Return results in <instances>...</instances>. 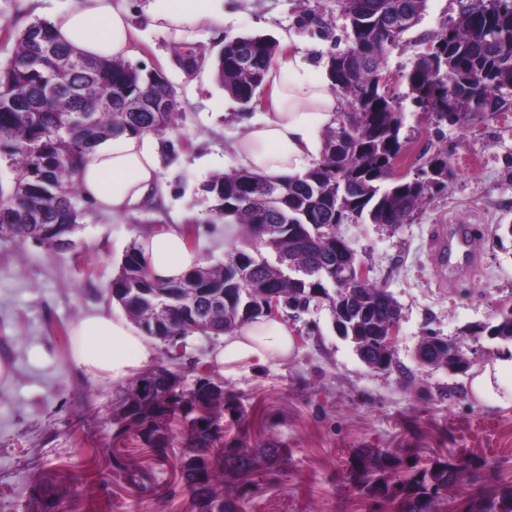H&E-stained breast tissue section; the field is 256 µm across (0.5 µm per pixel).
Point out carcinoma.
I'll return each mask as SVG.
<instances>
[{"mask_svg":"<svg viewBox=\"0 0 512 512\" xmlns=\"http://www.w3.org/2000/svg\"><path fill=\"white\" fill-rule=\"evenodd\" d=\"M347 21L345 48L327 58L328 77L343 108L336 126L322 134L320 161L301 176L268 179L245 169L212 175L201 191L209 202L205 217L187 224L229 221L241 225L247 247L235 249L223 263L192 269L177 282L151 278L136 242L125 250L108 285L112 299L149 336L223 334L239 322L263 316L257 305L265 289L238 288L245 274L281 293L282 309L297 311L311 288L335 289L336 270L325 264L336 254L338 227L349 221L407 224L434 194L448 186V150L439 149L413 177H394V164L405 141L404 111L386 81L384 59L426 10L427 0H340ZM390 12L412 22L393 28ZM14 49L0 64V156L14 175L0 178V235L35 240L54 251H66L86 213L74 175L83 154L99 139L122 131L158 136L174 130L184 118L176 89L157 81L145 67L123 60L88 59L60 45L51 25L38 20L8 33ZM428 52L419 55L405 75L411 105L430 115L435 125L463 127L476 116L512 108V0H471L450 26L424 38ZM279 43L263 35L224 38L215 57L216 79L243 107L259 98ZM248 48L255 60L249 70L238 67ZM344 135V152L331 149L336 131ZM263 224L282 225V234L297 238L288 272L258 248ZM358 308L372 307L354 319L347 335L369 346L387 329V304L393 297L365 283L346 289ZM512 339V317L482 325L474 335ZM240 407L224 390L208 381L190 386L159 368L134 379L116 408V417L138 432L158 452L169 447V422L189 424L188 447L200 449L195 464L181 465L182 478L195 498V508H213L219 468L251 469L247 450L224 449L214 460L211 448L221 438L224 412ZM449 461L418 469L401 455L364 449L351 461V472L364 495L374 502H395L397 512H433L435 503L456 477ZM402 471L401 482L386 473ZM473 512H512L506 499L481 497Z\"/></svg>","mask_w":512,"mask_h":512,"instance_id":"carcinoma-1","label":"carcinoma"}]
</instances>
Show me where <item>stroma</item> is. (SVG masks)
<instances>
[{
	"label": "stroma",
	"mask_w": 512,
	"mask_h": 512,
	"mask_svg": "<svg viewBox=\"0 0 512 512\" xmlns=\"http://www.w3.org/2000/svg\"><path fill=\"white\" fill-rule=\"evenodd\" d=\"M466 0H428L420 22L391 48L384 68L398 95L422 51L424 35L460 15ZM70 0H0V27L20 29L66 9ZM224 34L268 35L288 50L320 62L343 37L338 0H226ZM167 35L140 28L132 66L161 69L176 87L183 125L161 136L159 208L114 217L89 208L74 249L0 238V512H196L180 474L186 432L172 422L170 445L157 455L124 430L115 409L126 383L91 379L71 358L72 326L86 312L111 309L107 284L127 246L156 221L180 224L203 216L200 190L212 174L233 170L231 146L244 121L258 117L231 99L215 76L186 71ZM405 152L395 167L410 175L426 151L444 149L453 168L448 187L406 224L347 223L339 234L363 261L371 283L397 301L402 318L396 368L370 370L339 336L327 308L309 307L292 321L296 350L286 359L221 375L210 360L215 336L186 339V354L170 363L153 341V367L172 366L185 384L198 373L220 383L242 405L225 412L227 448H273L270 464L225 471L219 495L238 497L241 512H393L367 499L351 475L352 453L377 448L409 455L419 466L470 457L472 468L435 504V512H472L480 496H512V408L478 405L466 374L424 367L414 358L422 337L455 340L472 366L494 360L502 342L472 336L476 325L499 322L512 308V112L479 116L467 127L436 129L406 108ZM473 224L476 264L450 276L435 262L433 229ZM236 224H198L194 247L204 262L226 260L242 243Z\"/></svg>",
	"instance_id": "obj_1"
}]
</instances>
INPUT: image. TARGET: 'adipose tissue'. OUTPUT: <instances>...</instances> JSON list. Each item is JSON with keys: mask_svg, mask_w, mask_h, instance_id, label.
<instances>
[{"mask_svg": "<svg viewBox=\"0 0 512 512\" xmlns=\"http://www.w3.org/2000/svg\"><path fill=\"white\" fill-rule=\"evenodd\" d=\"M140 13L150 28L183 45L196 37L200 23L224 29V0H141ZM57 39L89 58L126 59L136 52L137 30L126 0H75L51 15ZM301 56L276 58L267 76L266 110L248 123L234 145L240 168L270 177H294L316 165L319 134L335 125L340 99L328 80L310 78ZM76 181L94 205L124 216L154 204L161 189V153L151 133H119L95 142L79 163ZM137 245L151 276L176 281L201 265L182 227L142 235ZM72 359L86 373L115 383L151 364L155 350L124 309L85 314L74 325ZM296 343L287 324L260 317L224 332L212 361L220 374H237L244 366H261L291 356ZM468 389L487 408L512 407V346L473 370Z\"/></svg>", "mask_w": 512, "mask_h": 512, "instance_id": "1", "label": "adipose tissue"}]
</instances>
